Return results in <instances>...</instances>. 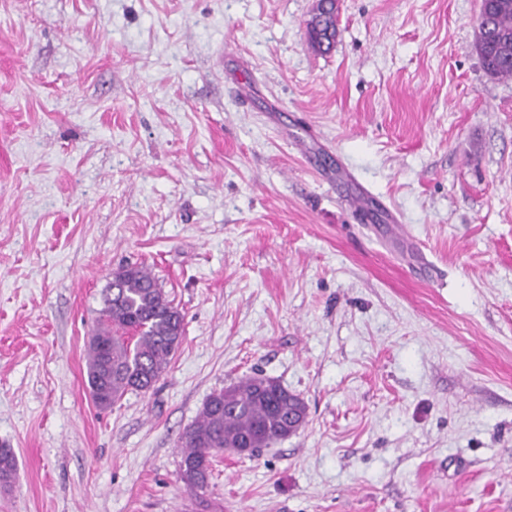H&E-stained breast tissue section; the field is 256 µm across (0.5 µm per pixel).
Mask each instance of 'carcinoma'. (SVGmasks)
I'll use <instances>...</instances> for the list:
<instances>
[{"mask_svg":"<svg viewBox=\"0 0 512 512\" xmlns=\"http://www.w3.org/2000/svg\"><path fill=\"white\" fill-rule=\"evenodd\" d=\"M312 47L336 41L335 0H319L308 26ZM475 49L492 77L512 78V0H482ZM184 335V317L143 265L112 272L103 291L99 326L87 351L91 396L101 409L129 391L148 392L166 372ZM303 399L277 381L252 376L217 390L181 437V478L196 495L209 487L213 461L227 448L252 455L301 429ZM17 471L13 449L0 447V482Z\"/></svg>","mask_w":512,"mask_h":512,"instance_id":"1","label":"carcinoma"}]
</instances>
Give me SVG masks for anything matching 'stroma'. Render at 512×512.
<instances>
[{
  "label": "stroma",
  "mask_w": 512,
  "mask_h": 512,
  "mask_svg": "<svg viewBox=\"0 0 512 512\" xmlns=\"http://www.w3.org/2000/svg\"><path fill=\"white\" fill-rule=\"evenodd\" d=\"M480 4L338 0L323 54L315 0H0V512H512V79ZM129 263L185 333L102 410ZM255 373L306 424L197 501L179 439ZM308 39L312 47L330 51L336 41L335 0H321L308 26Z\"/></svg>",
  "instance_id": "1"
}]
</instances>
